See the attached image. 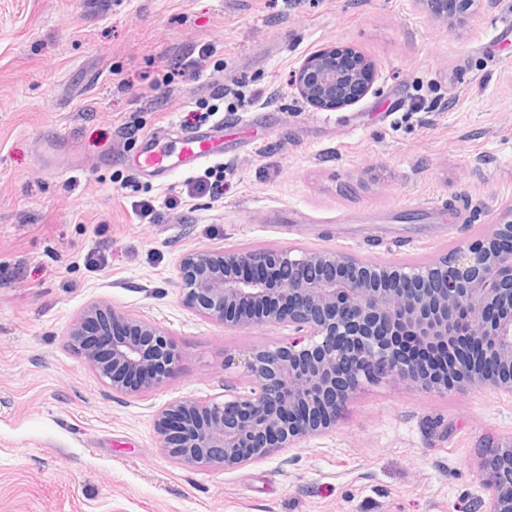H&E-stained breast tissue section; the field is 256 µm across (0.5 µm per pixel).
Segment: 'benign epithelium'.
<instances>
[{
    "instance_id": "7a95c632",
    "label": "benign epithelium",
    "mask_w": 512,
    "mask_h": 512,
    "mask_svg": "<svg viewBox=\"0 0 512 512\" xmlns=\"http://www.w3.org/2000/svg\"><path fill=\"white\" fill-rule=\"evenodd\" d=\"M479 0H459L448 24L462 26ZM373 64L348 68L336 50L309 56L294 86L326 111L368 91ZM186 303L226 327L288 328L286 343L254 348L241 360L247 390L202 403L175 402L158 418L161 447L198 468L235 469L336 427L342 408L366 384L405 383L426 392L493 389L512 394V203L493 229L426 264L369 262L353 252L302 247L228 248L182 255ZM112 329V344L98 337ZM471 351L431 370L400 346ZM69 342L112 392L137 397L162 385L180 351L156 326L118 311L89 308ZM483 512H512V437L483 452Z\"/></svg>"
}]
</instances>
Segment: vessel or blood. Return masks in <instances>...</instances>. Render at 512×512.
Returning a JSON list of instances; mask_svg holds the SVG:
<instances>
[{"mask_svg": "<svg viewBox=\"0 0 512 512\" xmlns=\"http://www.w3.org/2000/svg\"><path fill=\"white\" fill-rule=\"evenodd\" d=\"M224 154V125L183 134L178 146H171L164 131L145 136L139 152L128 158V166L138 176L166 182L174 173L218 159Z\"/></svg>", "mask_w": 512, "mask_h": 512, "instance_id": "b4317fda", "label": "vessel or blood"}]
</instances>
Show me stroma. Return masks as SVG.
Wrapping results in <instances>:
<instances>
[{
    "label": "stroma",
    "instance_id": "obj_1",
    "mask_svg": "<svg viewBox=\"0 0 512 512\" xmlns=\"http://www.w3.org/2000/svg\"><path fill=\"white\" fill-rule=\"evenodd\" d=\"M504 15L512 0H481L461 28L418 0H0V512H478L482 448L512 436V396L369 386L332 433L234 470L168 458L156 417L243 385L225 354L288 338L190 309L185 252L416 263L490 230L512 202ZM202 44L204 66L181 71ZM327 48L375 65L334 111L292 84ZM218 95L223 199L118 162L159 128L208 127L188 113ZM141 201L154 216L132 214ZM92 304L169 335L182 358L161 387L126 398L97 378L67 340Z\"/></svg>",
    "mask_w": 512,
    "mask_h": 512
}]
</instances>
